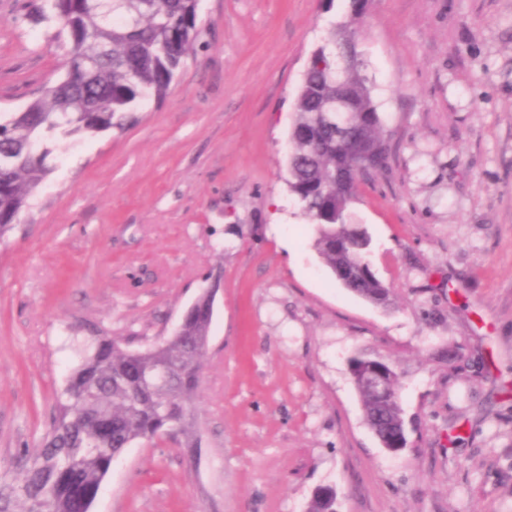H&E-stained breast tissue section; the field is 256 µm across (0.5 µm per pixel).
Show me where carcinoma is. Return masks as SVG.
<instances>
[{
  "mask_svg": "<svg viewBox=\"0 0 512 512\" xmlns=\"http://www.w3.org/2000/svg\"><path fill=\"white\" fill-rule=\"evenodd\" d=\"M199 0H53L59 34L66 37L63 65L95 58L88 79L65 78L44 88L20 112L0 113V237L28 208L54 169L60 142L123 128L128 114L161 102L198 38ZM359 27H332L312 53L297 89L289 134L288 190L309 223L317 248L336 280L374 304L390 302V289L364 259L367 233L350 222L361 178L339 172L336 137L325 115L336 81L349 91L356 112L353 135L371 150L368 173L384 169L389 156L380 112L364 61L336 72L338 52L358 44ZM178 330L144 350H127L93 331L57 397V414L41 446L0 465V512H91L115 459L138 439H152L179 423L186 447H196L194 400L213 318L204 292ZM175 365L164 383L145 384L160 364ZM369 427L381 435L404 429L398 375L388 379L390 397L355 384ZM320 489L307 512H335L336 500Z\"/></svg>",
  "mask_w": 512,
  "mask_h": 512,
  "instance_id": "carcinoma-1",
  "label": "carcinoma"
}]
</instances>
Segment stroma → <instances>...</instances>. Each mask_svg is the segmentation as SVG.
Masks as SVG:
<instances>
[{
	"label": "stroma",
	"instance_id": "1",
	"mask_svg": "<svg viewBox=\"0 0 512 512\" xmlns=\"http://www.w3.org/2000/svg\"><path fill=\"white\" fill-rule=\"evenodd\" d=\"M29 0H0V113L57 79ZM349 0H199L165 100L63 145L0 237V464L35 448L90 328L142 349L217 284L200 445L141 440L93 512H512V0H367L359 49L385 169L355 223L390 286L341 287L288 193L303 72ZM399 375L406 448H383L349 363Z\"/></svg>",
	"mask_w": 512,
	"mask_h": 512
}]
</instances>
